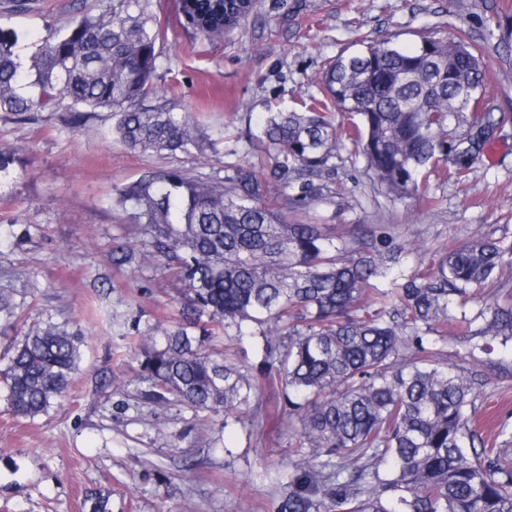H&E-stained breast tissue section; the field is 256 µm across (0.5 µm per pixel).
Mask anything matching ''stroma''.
<instances>
[{
    "instance_id": "stroma-1",
    "label": "stroma",
    "mask_w": 512,
    "mask_h": 512,
    "mask_svg": "<svg viewBox=\"0 0 512 512\" xmlns=\"http://www.w3.org/2000/svg\"><path fill=\"white\" fill-rule=\"evenodd\" d=\"M80 0H36L33 11L1 18L22 34L20 48L78 17ZM161 31L159 95L192 113L211 150L168 156L132 152L112 134V115L96 113L81 130L68 113L41 112L16 123L0 112V149L14 161L0 173V289L19 318L0 335V358L33 323L68 324L84 333L82 359L65 397L48 414L18 418L0 400V512H90L89 496L108 498V512H276L273 485L256 477L259 462L286 463L291 449L271 393H263L261 426L249 433L202 418L176 404L138 396V339L174 324L184 284L160 262L116 270L112 247L145 250L115 192L156 167H178L205 179L223 176L227 152L248 147L268 108L320 96V77L337 55L357 50L359 36L412 46L421 35L468 30L480 41L485 97L512 113V41L482 38L494 19L512 16V0H255L250 15L219 40L178 22L179 0H146ZM435 203L400 200L374 190L360 158L336 172V197L320 205V223L348 232L355 224L398 225L421 244L405 267L430 260L434 248L478 234L512 238V139L497 145L461 180L438 168L429 175ZM493 353L456 339L448 363L484 379L472 424L512 425V342ZM124 379V388L111 384Z\"/></svg>"
}]
</instances>
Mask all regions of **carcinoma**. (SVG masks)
Masks as SVG:
<instances>
[{
  "label": "carcinoma",
  "mask_w": 512,
  "mask_h": 512,
  "mask_svg": "<svg viewBox=\"0 0 512 512\" xmlns=\"http://www.w3.org/2000/svg\"><path fill=\"white\" fill-rule=\"evenodd\" d=\"M31 0H0V17ZM208 39L248 15L229 0L179 5ZM158 32L143 0H109L70 22L28 57L19 34L0 28V112L24 121L61 107L83 129L97 110L131 150L170 156L204 148L188 112L157 99ZM485 71L470 33L450 28L414 47L365 42L321 77L323 98L269 112L249 141L265 154L224 177L157 168L117 190L115 205L150 238L186 286L177 322L147 337L139 377L144 396L195 413L224 412L254 430L255 401L272 390L293 447L271 479L278 512H512V428L471 426L481 386L473 370L448 367V336L512 341V241L491 234L442 246L427 266L400 267L411 244L395 224L306 219L333 199L345 143L328 105L356 118L352 144L373 182L400 199L432 201L427 170L442 163L465 177L507 137L509 118L490 103L470 111ZM446 99L457 110L441 111ZM139 262L112 249L120 269ZM0 322L16 327L0 293ZM224 331L260 340L262 378L206 344ZM82 333L34 324L0 368V396L16 417L48 413L79 369Z\"/></svg>",
  "instance_id": "cac0c4a2"
}]
</instances>
